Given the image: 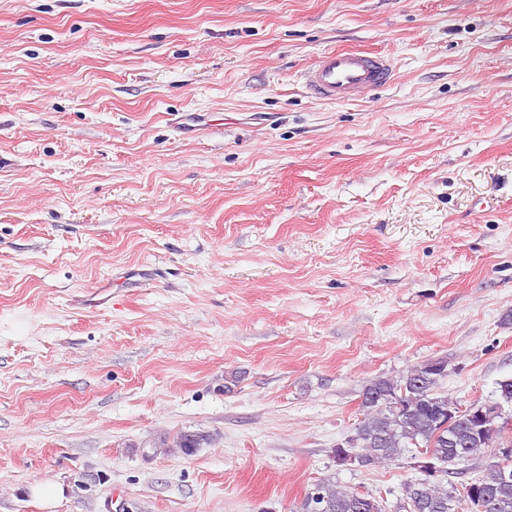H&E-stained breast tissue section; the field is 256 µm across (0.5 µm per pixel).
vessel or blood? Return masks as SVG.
I'll return each mask as SVG.
<instances>
[{
    "mask_svg": "<svg viewBox=\"0 0 512 512\" xmlns=\"http://www.w3.org/2000/svg\"><path fill=\"white\" fill-rule=\"evenodd\" d=\"M394 64L386 55L359 49L341 48L324 53L305 74L308 92L330 102L357 100L385 86L394 76ZM155 268L140 267L135 275L115 281L103 280L101 289L136 288L155 276Z\"/></svg>",
    "mask_w": 512,
    "mask_h": 512,
    "instance_id": "b4317fda",
    "label": "vessel or blood"
}]
</instances>
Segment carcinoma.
I'll return each instance as SVG.
<instances>
[{"mask_svg":"<svg viewBox=\"0 0 512 512\" xmlns=\"http://www.w3.org/2000/svg\"><path fill=\"white\" fill-rule=\"evenodd\" d=\"M448 362L430 359L398 379L376 378L362 391L363 418L355 428V436L347 441L350 450L361 449L362 463L394 461L411 448H423L428 463L423 465L426 477L409 481L401 488L400 502L407 512H512V477L503 476L500 459L483 466L482 474L461 484L442 486L433 480L438 473L454 475L452 466L460 461L478 459L489 449H512L498 442L502 428L480 421L475 415L482 403L460 410L448 396L439 392V381ZM487 404L504 409L512 407V378L498 382V397ZM207 437L182 433L175 446L179 449L201 447ZM299 512H386L375 497L342 490L329 480L313 484L305 495Z\"/></svg>","mask_w":512,"mask_h":512,"instance_id":"cac0c4a2","label":"carcinoma"}]
</instances>
